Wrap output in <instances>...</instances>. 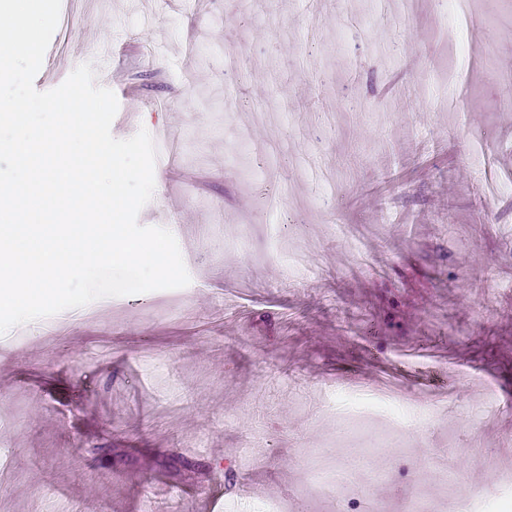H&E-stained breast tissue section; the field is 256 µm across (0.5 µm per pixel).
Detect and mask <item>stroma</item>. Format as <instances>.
I'll use <instances>...</instances> for the list:
<instances>
[{
	"label": "stroma",
	"mask_w": 512,
	"mask_h": 512,
	"mask_svg": "<svg viewBox=\"0 0 512 512\" xmlns=\"http://www.w3.org/2000/svg\"><path fill=\"white\" fill-rule=\"evenodd\" d=\"M59 25L35 88L92 63L113 136L170 144L138 222L178 225L191 282L0 336V512L512 499L435 454L512 436V0H62Z\"/></svg>",
	"instance_id": "obj_1"
}]
</instances>
